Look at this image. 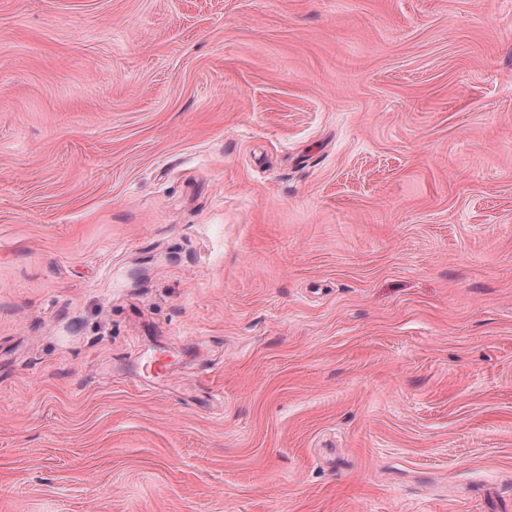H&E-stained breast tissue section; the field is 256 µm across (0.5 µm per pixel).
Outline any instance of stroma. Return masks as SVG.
I'll return each instance as SVG.
<instances>
[{
    "label": "stroma",
    "instance_id": "stroma-1",
    "mask_svg": "<svg viewBox=\"0 0 512 512\" xmlns=\"http://www.w3.org/2000/svg\"><path fill=\"white\" fill-rule=\"evenodd\" d=\"M0 512H512V0H0Z\"/></svg>",
    "mask_w": 512,
    "mask_h": 512
}]
</instances>
